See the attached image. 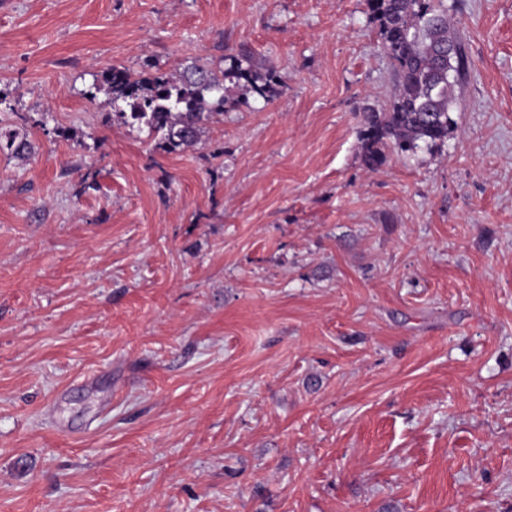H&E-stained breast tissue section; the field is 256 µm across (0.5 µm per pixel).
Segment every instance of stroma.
<instances>
[{"label":"stroma","mask_w":512,"mask_h":512,"mask_svg":"<svg viewBox=\"0 0 512 512\" xmlns=\"http://www.w3.org/2000/svg\"><path fill=\"white\" fill-rule=\"evenodd\" d=\"M445 143L362 159L365 0H0V512H512V0ZM279 74L198 148L106 71ZM32 149L27 133L0 127V151L6 150L12 158L23 160L30 156Z\"/></svg>","instance_id":"35a3bbf8"}]
</instances>
